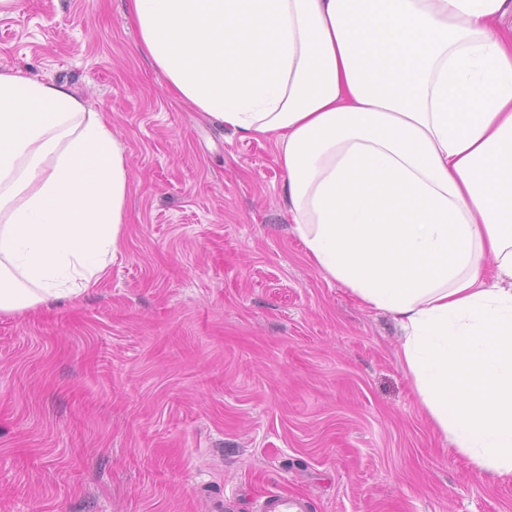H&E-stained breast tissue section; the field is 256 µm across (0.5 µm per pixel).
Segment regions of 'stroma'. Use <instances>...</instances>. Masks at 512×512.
Wrapping results in <instances>:
<instances>
[{
	"label": "stroma",
	"instance_id": "obj_1",
	"mask_svg": "<svg viewBox=\"0 0 512 512\" xmlns=\"http://www.w3.org/2000/svg\"><path fill=\"white\" fill-rule=\"evenodd\" d=\"M125 11L0 8V72L105 113L132 185L95 288L0 315V512H512L428 425L390 316L308 261L274 138L173 97ZM308 503L283 493H267L260 497L256 512H309Z\"/></svg>",
	"mask_w": 512,
	"mask_h": 512
}]
</instances>
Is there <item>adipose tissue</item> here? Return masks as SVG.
I'll list each match as a JSON object with an SVG mask.
<instances>
[{"mask_svg":"<svg viewBox=\"0 0 512 512\" xmlns=\"http://www.w3.org/2000/svg\"><path fill=\"white\" fill-rule=\"evenodd\" d=\"M174 96L274 136L292 230L391 316L433 430L512 477V0H127ZM131 191L104 113L0 72V314L93 288Z\"/></svg>","mask_w":512,"mask_h":512,"instance_id":"ef3b65f1","label":"adipose tissue"}]
</instances>
